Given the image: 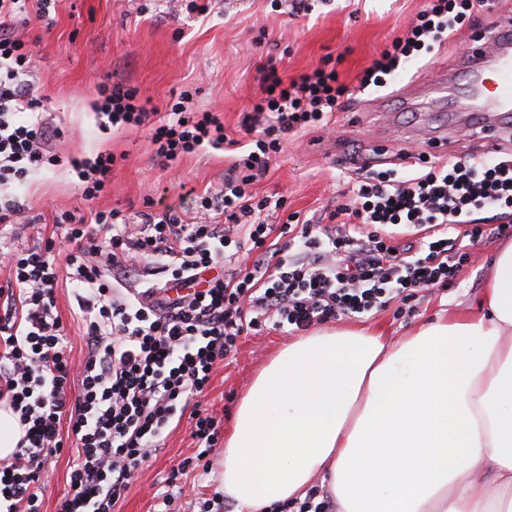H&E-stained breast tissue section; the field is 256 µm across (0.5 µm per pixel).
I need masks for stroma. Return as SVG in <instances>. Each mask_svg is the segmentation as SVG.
<instances>
[{
    "label": "stroma",
    "mask_w": 512,
    "mask_h": 512,
    "mask_svg": "<svg viewBox=\"0 0 512 512\" xmlns=\"http://www.w3.org/2000/svg\"><path fill=\"white\" fill-rule=\"evenodd\" d=\"M308 3V10L294 14L285 0H211L209 12L196 15L187 13L184 0H52L49 19L31 18L17 33L33 51L30 82L45 100L42 117L61 131L53 142L60 161L12 188V195L28 203L34 222L0 226V244L28 248L57 236L55 217L66 210L86 214L115 208L136 217L154 186L168 188L173 204L185 187L199 196L223 188L230 154L202 151L165 168L146 129L100 130L94 114L98 87L113 81L139 87L160 110L182 90H192V108L218 113L235 138L245 112L262 95L263 67L275 64L289 80L335 65L351 98L345 111L335 114L333 132L291 133L252 187L259 197L286 195L289 211L317 220L343 203L364 164L405 169L393 137L406 138V152L437 163L483 152L485 141L475 132L450 134L444 151L418 141L419 128L433 135L449 128L447 112H404L399 106L400 94L432 69L431 61L407 64L387 87H359L360 73L405 32L423 0ZM100 152L119 161L110 188L87 201L72 162ZM506 242L500 235L485 237L454 286L420 292L408 305L391 301L375 314L349 318V325L378 327L396 340L436 315L476 307L493 257ZM289 340V334L274 330L241 337L236 356L216 366L203 405L222 416L223 430H230L236 406L256 375ZM190 432L184 421L165 438L161 451L135 473L116 512H155L161 481L194 452Z\"/></svg>",
    "instance_id": "obj_1"
}]
</instances>
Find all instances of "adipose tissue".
I'll return each instance as SVG.
<instances>
[{
    "instance_id": "obj_1",
    "label": "adipose tissue",
    "mask_w": 512,
    "mask_h": 512,
    "mask_svg": "<svg viewBox=\"0 0 512 512\" xmlns=\"http://www.w3.org/2000/svg\"><path fill=\"white\" fill-rule=\"evenodd\" d=\"M326 482L337 512H512V243L477 309L389 341L316 331L241 398L222 488L239 512Z\"/></svg>"
}]
</instances>
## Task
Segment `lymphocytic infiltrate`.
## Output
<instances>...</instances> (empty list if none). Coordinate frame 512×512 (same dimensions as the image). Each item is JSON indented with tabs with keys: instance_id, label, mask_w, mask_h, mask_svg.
I'll use <instances>...</instances> for the list:
<instances>
[{
	"instance_id": "lymphocytic-infiltrate-1",
	"label": "lymphocytic infiltrate",
	"mask_w": 512,
	"mask_h": 512,
	"mask_svg": "<svg viewBox=\"0 0 512 512\" xmlns=\"http://www.w3.org/2000/svg\"><path fill=\"white\" fill-rule=\"evenodd\" d=\"M31 0H0V187L20 185L56 165L49 149L58 132L38 113L30 88L32 51L17 35ZM488 0H425L403 36L373 60L360 88L386 87L407 62L453 43L466 18ZM349 88L336 70L319 68L284 80L262 76V96L241 127L253 138L224 174L213 198L196 200L194 223H183L165 194L147 198L139 223L119 210L56 217L67 242L25 250L0 248V402L24 429L11 455L0 458V512H40L49 477L47 458L74 448L69 489L55 512H115L140 466L182 418H189L194 456L173 466L159 497L173 512L188 469L211 470L221 419L203 407L215 365L235 355L240 336L274 328L303 332L340 316L365 315L395 299L453 285L486 231L512 233V152L495 158L452 156L420 161L405 177L380 171L358 180L327 224L287 212L285 196L254 199L289 133L327 128ZM190 91L165 112L148 111L138 88L113 82L99 89L100 129L148 127L165 164L202 148L235 144L221 118L188 109ZM116 156L74 161L85 200L109 183ZM285 213L282 224L270 219ZM427 231L420 244L402 243L395 228ZM279 240H272V233ZM145 261L137 277L128 256ZM253 256L252 266L239 262ZM75 294L87 354L74 363L56 307L60 280Z\"/></svg>"
}]
</instances>
